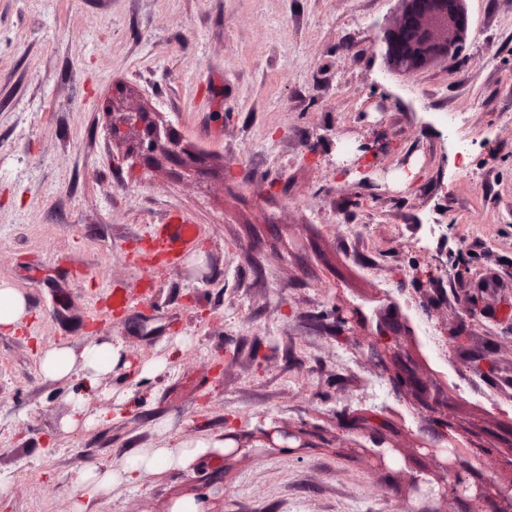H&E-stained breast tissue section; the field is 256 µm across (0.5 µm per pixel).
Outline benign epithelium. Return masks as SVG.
Here are the masks:
<instances>
[{
	"label": "benign epithelium",
	"mask_w": 512,
	"mask_h": 512,
	"mask_svg": "<svg viewBox=\"0 0 512 512\" xmlns=\"http://www.w3.org/2000/svg\"><path fill=\"white\" fill-rule=\"evenodd\" d=\"M400 16L396 23L384 29L379 40L385 57L395 73L411 77L433 62L452 60L458 56L468 31V17L464 0H399ZM123 123L136 135L129 158L153 154L161 140V128L148 119L144 112H126ZM370 361L392 370V387L400 393L407 390L414 397V406L428 428L448 439V420L438 413L443 391L417 370L413 360L401 347L396 335L377 334L367 344ZM309 447L305 433L294 429H272L264 433L263 443L268 448ZM455 446L433 445L426 439L414 448H400L391 439L382 437L377 448L366 455L370 466L381 472L403 477L405 499L409 512H442L440 506L452 498L467 506V512H482L486 494L512 495V485L504 488L485 477L479 460L472 461V469L461 474L454 486L440 480L455 463Z\"/></svg>",
	"instance_id": "7a95c632"
}]
</instances>
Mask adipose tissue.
Masks as SVG:
<instances>
[{"label":"adipose tissue","mask_w":512,"mask_h":512,"mask_svg":"<svg viewBox=\"0 0 512 512\" xmlns=\"http://www.w3.org/2000/svg\"><path fill=\"white\" fill-rule=\"evenodd\" d=\"M105 354L111 360H118L122 356V348L111 343L90 344L77 351L53 348L44 352L41 370L45 377L57 380L80 368L93 379L104 369L101 357ZM208 449L209 446L205 443L198 444L192 451L166 447L144 448L126 456L119 464L105 468L90 467L80 471L75 480V492L82 501L88 503L114 484L135 482L141 471L150 469L162 472L173 466L190 468L197 456Z\"/></svg>","instance_id":"1"}]
</instances>
